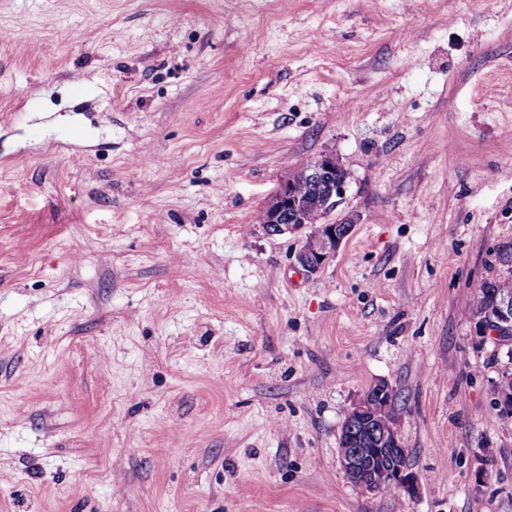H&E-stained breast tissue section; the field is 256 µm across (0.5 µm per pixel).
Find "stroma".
<instances>
[{"mask_svg": "<svg viewBox=\"0 0 512 512\" xmlns=\"http://www.w3.org/2000/svg\"><path fill=\"white\" fill-rule=\"evenodd\" d=\"M324 153L309 278L256 217ZM503 253L512 0H0V512H512ZM381 382L411 496L341 469ZM500 288L503 292L512 293V273L487 279L481 283L474 296L471 313L475 305L483 304L490 294ZM474 333L483 341L494 340L499 345L512 344V295L492 293V302L488 306L475 307L472 313Z\"/></svg>", "mask_w": 512, "mask_h": 512, "instance_id": "stroma-1", "label": "stroma"}]
</instances>
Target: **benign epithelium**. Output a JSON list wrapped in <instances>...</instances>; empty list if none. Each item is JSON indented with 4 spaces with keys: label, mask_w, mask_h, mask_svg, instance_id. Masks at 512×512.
Segmentation results:
<instances>
[{
    "label": "benign epithelium",
    "mask_w": 512,
    "mask_h": 512,
    "mask_svg": "<svg viewBox=\"0 0 512 512\" xmlns=\"http://www.w3.org/2000/svg\"><path fill=\"white\" fill-rule=\"evenodd\" d=\"M348 172L332 154H323L297 168L294 174L268 199L263 207L262 228L269 236L303 234L294 252V262L312 277L334 257L352 232L355 220L345 217L334 222L308 224L310 207L323 217L344 199ZM475 335L500 345L512 344V295L492 294V302L476 307L472 313ZM506 373L494 386L495 405L502 412L512 411V389L504 387ZM339 453L346 478L367 491L395 488L408 495L415 493L417 482L409 463L398 449L405 447L394 408L393 389L386 383L372 386L347 413L341 427Z\"/></svg>",
    "instance_id": "obj_1"
}]
</instances>
